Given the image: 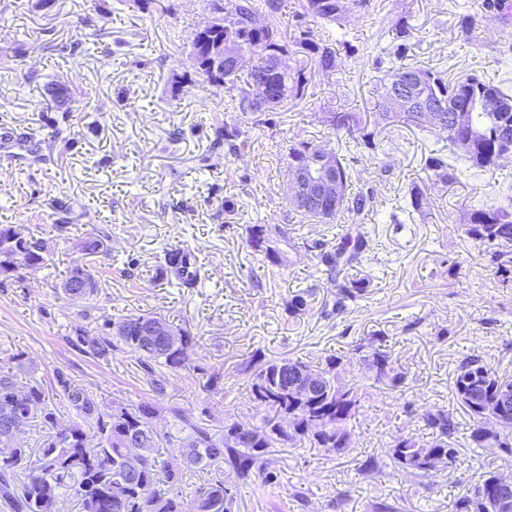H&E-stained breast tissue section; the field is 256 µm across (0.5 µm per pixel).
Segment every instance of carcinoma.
<instances>
[{
  "mask_svg": "<svg viewBox=\"0 0 512 512\" xmlns=\"http://www.w3.org/2000/svg\"><path fill=\"white\" fill-rule=\"evenodd\" d=\"M351 2L352 7L346 8L342 0H300V16L311 18L315 28L301 30L295 45L310 54L322 72L338 69L339 50L330 32L347 26L353 8L365 10L369 0ZM208 6L214 14L224 15V26L195 33L194 39L203 42V55H208L222 39L245 49L255 58V64L244 71L227 57L219 76H214L209 66L200 74L227 89L231 112L250 118L256 126H264L269 123L266 114L288 98L298 96L308 82L302 69H288V44L272 19L276 4L274 0H234L228 8L223 0H208ZM412 38L411 29L403 23L396 29L397 44L386 56L374 57L376 69L383 72L377 86L374 128L351 112H330L326 117L328 126L346 132L345 140L334 145L288 142V176L298 178L317 172L323 168V159L328 154L333 160L332 174L340 187L336 198L330 199L315 185H309L305 198H288L295 213L317 224H328L346 211L359 217L374 208V189L369 187L351 194L358 174L350 165L348 154L361 149L377 150L381 145L377 140V126L381 123L392 127L405 124L422 132L443 135L451 154L472 168L493 172L503 167V153L512 147V92L502 83L475 74L449 79L443 72L406 63ZM392 82L400 86L402 102L399 104L391 99L389 84ZM260 83L271 90L270 105L264 108L253 97V88ZM487 96L498 100V111L487 112L475 106V102ZM440 103L445 107L447 119L439 125L431 124L425 119L424 109ZM457 110L469 113L466 124L458 126L450 119ZM426 165L443 184L456 179L455 169L448 165V156L440 149L427 158ZM422 205L423 193L417 187L411 188L404 203L390 214L391 223L402 224L404 218H413ZM459 228L483 248L485 261L495 273L512 275V203L472 206L464 213ZM10 240L28 250V270L35 272L42 268L49 252L46 239L8 224L0 226V243ZM247 241L253 253L261 255L270 266L286 265L290 241L282 225L251 224L247 227ZM314 247L320 250L319 259L327 280L337 288L336 312L340 313L346 310L347 303L356 301L369 288L364 279L344 276V271L367 258L369 241L363 233L349 228L335 246L328 248L316 242ZM80 281L86 285L81 297L97 292V282L84 266L70 271L64 290H70L73 283ZM140 320V316H123L112 321V334L90 340L82 336L80 342L90 354L103 359L122 349L162 363L171 370L186 367L194 338L184 336L183 343L174 349L159 339L150 342L142 335ZM354 351L375 371L377 380L391 387L404 382L403 373L395 369L391 353L375 346L373 340L356 344ZM303 367L313 368L322 375L321 386L305 401L287 391ZM344 373L342 358L333 354L314 364L302 360L267 362L251 383L254 400L264 411L261 425L245 426L234 421L224 427L221 436L195 421L185 410L169 409L180 434L177 441L189 444L192 449L190 460L178 462L162 457L160 448L165 443L172 444V436L162 437L156 432L154 408L147 405L134 408L119 402L106 404L58 372L56 386L75 413L68 426L59 428L42 386L29 385V403L20 402L15 399L17 384L11 367L0 366V447L15 444L12 458L0 459V499L11 512H61L66 495L76 498L79 512H227L231 495L223 478L209 480L189 501L182 492L186 475L201 465L219 462L245 480L265 450L279 440L293 445L307 443L328 455L344 454L360 403L358 385L346 379ZM338 382L349 388L351 400H336ZM453 393L474 423L470 435L473 444L491 450L512 449V428L495 430L493 417L499 409L512 417V375L499 373L479 354H469L462 357L454 372ZM284 415L294 421L293 433L289 435L279 433L277 419ZM36 417L47 432L39 447L29 448L23 434ZM421 420L431 429V436L427 439L412 435L392 437L393 462L419 476L429 472L432 455L442 458L447 467L457 465V451L452 442L454 426L448 411L427 410ZM132 438L139 441L145 456L138 483L153 488V495L145 500L137 497L135 486L124 472L127 442ZM497 477L496 472L487 474L472 491L452 502L451 512H502L488 494Z\"/></svg>",
  "mask_w": 512,
  "mask_h": 512,
  "instance_id": "1",
  "label": "carcinoma"
}]
</instances>
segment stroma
<instances>
[{"mask_svg": "<svg viewBox=\"0 0 512 512\" xmlns=\"http://www.w3.org/2000/svg\"><path fill=\"white\" fill-rule=\"evenodd\" d=\"M207 0H0V225L49 239L53 252L37 272L0 275V363L22 355L18 386L38 382L59 425L73 413L55 387L68 377L105 400L155 407L159 432L173 430L170 407L192 412L222 433L225 423L260 419L249 381L271 360L336 354L361 385L352 443L341 456L278 442L261 458L276 480L261 486L225 471L231 512H450L487 471L512 475V455L475 447L473 422L457 403L452 377L463 353L483 352L512 374V285L486 266L479 246L458 228L478 202L512 200V159L502 170L467 172L443 185L425 166L445 138L402 126L383 130L379 153L352 166L380 203L358 224L366 260L352 278L369 281L358 304L336 311V290L322 273L314 242L335 243L352 222L300 223L288 205L289 141H337L325 113L370 112L379 74L372 57L395 26L414 33L411 59L452 76L501 79L512 69V25L485 0H370L354 13L349 38L358 59L319 72L308 54L291 68L310 82L302 96L259 128L241 121L243 143L216 142L214 113L223 87L190 61L193 32L211 18ZM473 20L461 32V16ZM424 193L421 216L389 224L385 216L411 187ZM282 224L294 245L289 265L265 266L246 244L251 224ZM101 241L86 256L80 243ZM180 248L200 278L192 288L163 272L164 251ZM97 272L91 299L74 300L62 283L76 265ZM309 293L304 315L286 303ZM165 318L194 338L186 368L170 371L115 351L104 360L80 339L102 336L107 320ZM385 340L406 374L400 387L374 382L351 350ZM166 378L164 395L150 386ZM448 410L461 466L416 476L389 455L397 434L427 436L425 408Z\"/></svg>", "mask_w": 512, "mask_h": 512, "instance_id": "stroma-1", "label": "stroma"}]
</instances>
